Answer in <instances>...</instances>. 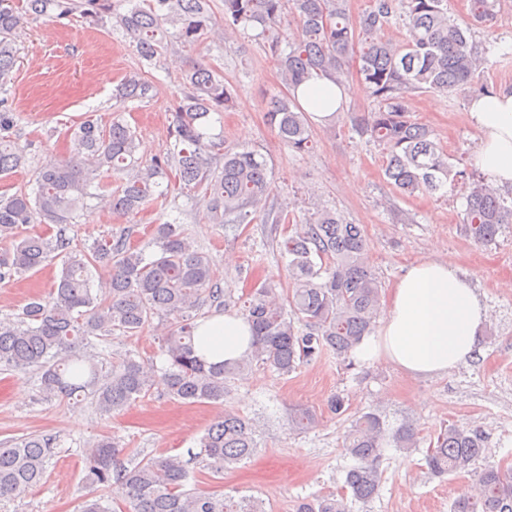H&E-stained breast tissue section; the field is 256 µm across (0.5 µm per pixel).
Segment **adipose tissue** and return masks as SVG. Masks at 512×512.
I'll use <instances>...</instances> for the list:
<instances>
[{
    "instance_id": "ef3b65f1",
    "label": "adipose tissue",
    "mask_w": 512,
    "mask_h": 512,
    "mask_svg": "<svg viewBox=\"0 0 512 512\" xmlns=\"http://www.w3.org/2000/svg\"><path fill=\"white\" fill-rule=\"evenodd\" d=\"M350 85L314 78L295 92L300 105L324 122L351 98ZM470 123L479 133L475 166L498 188H512V90L473 99ZM489 310L470 281L454 265L428 260L411 265L392 288L389 313L377 336L355 351L362 359L382 358L413 378L443 375L474 359ZM199 357L210 363L233 361L252 348L250 325L228 311L199 322Z\"/></svg>"
}]
</instances>
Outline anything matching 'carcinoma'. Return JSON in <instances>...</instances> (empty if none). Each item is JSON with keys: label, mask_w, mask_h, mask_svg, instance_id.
<instances>
[{"label": "carcinoma", "mask_w": 512, "mask_h": 512, "mask_svg": "<svg viewBox=\"0 0 512 512\" xmlns=\"http://www.w3.org/2000/svg\"><path fill=\"white\" fill-rule=\"evenodd\" d=\"M496 0H471L472 25L485 26L495 16ZM217 19L212 0H0V180L28 167L25 154L9 139L18 113L5 95L17 64V38L25 22L48 16L63 24L76 18L97 25L112 15V29L128 39L140 60L139 70L115 88L117 106L144 104L158 93L149 69L171 50H191L249 28L261 29L266 50L276 62L288 94L267 103L271 126L295 154L312 148L311 120L290 91L316 76L340 85L349 77L348 59L373 111L353 118L354 126L382 148L385 175L404 197L433 196L450 185L465 192L462 224L474 241L493 243L502 226L512 223V202L485 177L458 169L432 132L411 119L406 103L416 92L446 95L473 89L489 93L475 80L487 65L485 53L471 41V25L448 15L447 0H372L354 19L347 0H223ZM402 21L407 35L396 45L382 32L391 18ZM298 39L282 46L277 29L288 19ZM236 88L224 73L201 59L182 78L173 104L166 151L149 161L136 157V134L114 118L101 125L88 116L71 129L78 156L50 159L32 171L35 188L0 196V282L36 272L53 259L61 269L46 297H36L15 319L0 320V371L32 368L38 391L47 401L89 397L105 416L122 411L154 386L186 404L224 401L229 382L258 364L280 376L332 355L353 366V352L371 336L381 309L382 284L367 260L363 228L339 213L318 207L293 224L280 250L288 258L291 289L281 298L278 283H254L242 302L255 349L235 361L207 364L196 356L195 332L202 308H224V289L214 280L213 264L184 225H154L155 254L131 247L126 235L107 234L91 245L76 244L65 226L77 223L87 202L97 200L113 213L135 216L161 200L182 216L201 214L209 224H243L248 218L288 224L290 217L267 205L273 192L267 158L245 146L224 149V135L212 133L213 115L232 107ZM176 180L188 190L186 202L170 193ZM41 224L37 234L21 235L23 226ZM105 267L108 277L93 286L92 270ZM167 322L161 350L168 365L155 375L131 354H120L102 374L97 355L79 353L91 337L136 335L154 319ZM306 409L290 416L296 430L316 423ZM342 447L354 464L342 490L299 512H353L378 493L384 450L419 447L418 429L405 421L395 429L378 411L352 420ZM199 457L211 473L251 459L259 448L249 418L224 412L199 439ZM476 430L443 424L430 440L428 473L463 475L484 454ZM121 449L97 439L83 451L87 482L106 487L120 480L128 488L122 512H264L256 500L185 489L189 471L181 457L162 456L131 468L117 466ZM54 442L39 435L0 443V499L18 498L39 484ZM478 490L461 493L451 512H512V467L480 473Z\"/></svg>", "instance_id": "obj_1"}]
</instances>
